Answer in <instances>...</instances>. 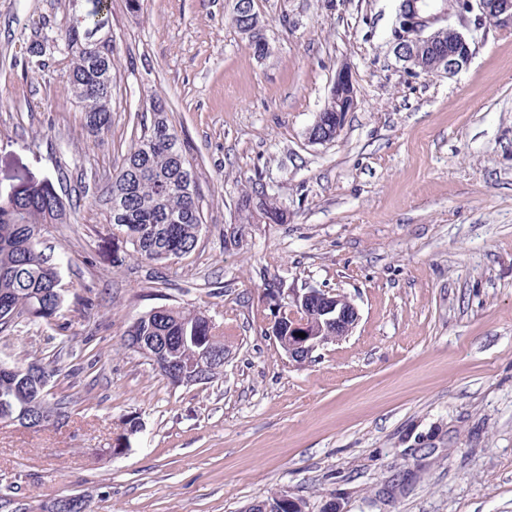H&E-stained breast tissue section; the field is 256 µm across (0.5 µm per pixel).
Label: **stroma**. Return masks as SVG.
I'll return each instance as SVG.
<instances>
[{
    "mask_svg": "<svg viewBox=\"0 0 512 512\" xmlns=\"http://www.w3.org/2000/svg\"><path fill=\"white\" fill-rule=\"evenodd\" d=\"M400 0H255V56L234 0H109L117 78L99 147L64 82L60 28L86 0H0V199L48 181L72 202L43 246L66 330L21 318L0 360L57 366V423L0 426V512H244L277 491L306 512H512V32L470 12L452 75L396 54ZM347 66L341 135L309 130ZM194 159L203 229L186 257L137 258L107 197L155 101ZM287 213L241 215L255 189ZM341 290L346 340L288 360L264 292ZM94 307L76 315L79 298ZM207 312L224 372L175 386L123 333L151 308ZM140 429L111 452L122 422ZM245 18L241 19L238 17H235V14L232 18V23L235 25V27L238 29V31L245 35L246 38H248V41L250 43V46L255 50V52H263V47L261 46V37H259L258 33H256V29L259 24V18L258 14L255 10V4L254 0H250V3L248 4V9L246 13L244 14ZM264 42V52L263 55L267 52V44L264 39H262Z\"/></svg>",
    "mask_w": 512,
    "mask_h": 512,
    "instance_id": "35a3bbf8",
    "label": "stroma"
}]
</instances>
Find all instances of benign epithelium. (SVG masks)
Wrapping results in <instances>:
<instances>
[{
	"label": "benign epithelium",
	"mask_w": 512,
	"mask_h": 512,
	"mask_svg": "<svg viewBox=\"0 0 512 512\" xmlns=\"http://www.w3.org/2000/svg\"><path fill=\"white\" fill-rule=\"evenodd\" d=\"M479 12L484 23L512 30V0H402L397 14L396 52L413 68L426 74H454L466 66L472 56L470 41L445 26L448 17ZM330 102L332 112H320L310 129L309 138L325 143L337 138L348 112L356 103V88L349 69L336 70ZM266 299L274 309L271 333L288 359L301 364L314 351L349 336L359 321L355 304L336 290L310 288L303 293L286 294L273 288ZM305 336H299V333Z\"/></svg>",
	"instance_id": "1"
}]
</instances>
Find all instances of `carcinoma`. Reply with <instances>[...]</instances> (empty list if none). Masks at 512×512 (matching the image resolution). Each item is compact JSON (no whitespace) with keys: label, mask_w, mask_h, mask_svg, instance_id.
<instances>
[{"label":"carcinoma","mask_w":512,"mask_h":512,"mask_svg":"<svg viewBox=\"0 0 512 512\" xmlns=\"http://www.w3.org/2000/svg\"><path fill=\"white\" fill-rule=\"evenodd\" d=\"M95 13L60 29L58 40L68 59L67 88L80 104L81 124L97 145L107 140L112 128V94L100 85L113 82L114 47L111 36L102 33L109 26L108 0H94ZM250 46L263 52L255 4L249 3L245 18H232ZM72 207L47 188L20 191L0 200V311L7 307L29 310L28 318L51 324L62 315L64 300L55 293L61 266L42 248V228L65 224ZM110 223L130 232L136 256L154 263H168L170 252L186 256L196 247L203 228V210L193 162L168 123L164 108L155 106L151 126L135 140L109 189ZM210 337V344L224 348V333L203 311L166 307L136 318L127 336H156L167 344L175 364L194 362L200 345L192 335ZM38 363L13 364L16 375L0 378V422L14 418L34 399L18 388Z\"/></svg>","instance_id":"carcinoma-1"}]
</instances>
